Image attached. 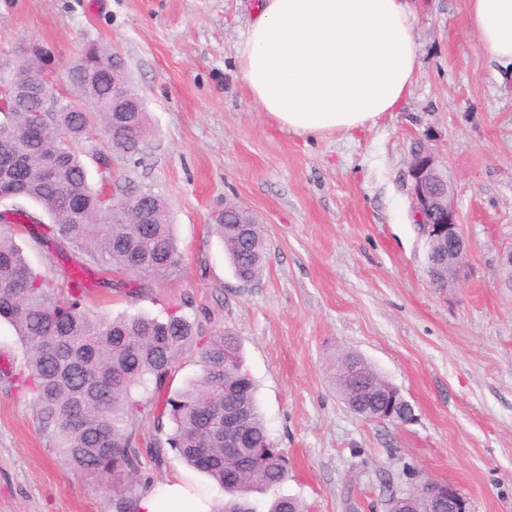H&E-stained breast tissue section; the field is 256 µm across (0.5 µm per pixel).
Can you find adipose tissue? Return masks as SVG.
Segmentation results:
<instances>
[{
    "label": "adipose tissue",
    "instance_id": "1",
    "mask_svg": "<svg viewBox=\"0 0 512 512\" xmlns=\"http://www.w3.org/2000/svg\"><path fill=\"white\" fill-rule=\"evenodd\" d=\"M480 52L512 65V0H466ZM413 0H262L236 56L259 111L300 135L373 125L398 111L417 72ZM187 478L167 479L141 512H210Z\"/></svg>",
    "mask_w": 512,
    "mask_h": 512
}]
</instances>
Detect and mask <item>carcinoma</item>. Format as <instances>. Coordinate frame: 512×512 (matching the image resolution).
Returning a JSON list of instances; mask_svg holds the SVG:
<instances>
[{"label": "carcinoma", "mask_w": 512, "mask_h": 512, "mask_svg": "<svg viewBox=\"0 0 512 512\" xmlns=\"http://www.w3.org/2000/svg\"><path fill=\"white\" fill-rule=\"evenodd\" d=\"M52 61L38 43L21 47L7 93L0 97V195L23 197L51 218L42 239L71 261L66 279L35 271L0 230V322L9 324L24 348L18 388L34 396L40 427L76 473H95L112 488L113 512H140L132 487H153L143 478L142 457L161 463L167 451L208 476L224 493L218 512H257L252 493L265 494L288 479V458L275 448L256 397V384L244 368L241 342L218 330L205 336L180 308L159 319L136 314L118 319L91 318L84 310L88 271L84 260L158 278L180 264L172 225L156 195L145 207L149 223H138L139 204L123 198L107 205L87 181L75 145L91 134L89 113L63 103L33 126L39 105L34 88L46 73L35 57ZM121 63L96 44L72 63L73 91L89 102L112 129V107L131 110V123L108 140L118 154L138 152L144 112L130 84L112 82ZM234 274L250 281L263 267L261 226L241 212L215 218ZM196 349L200 375L184 390L161 399H142L134 391L147 383L161 388L176 360ZM330 378L344 402H366L378 417L390 413L387 395L395 388L361 356L333 358ZM244 413L243 450L224 443V413ZM154 415L156 428L168 418L173 427L165 443L140 448L136 421ZM268 512H303L294 498L276 497Z\"/></svg>", "instance_id": "cac0c4a2"}]
</instances>
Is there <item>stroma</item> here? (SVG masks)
Listing matches in <instances>:
<instances>
[{
	"mask_svg": "<svg viewBox=\"0 0 512 512\" xmlns=\"http://www.w3.org/2000/svg\"><path fill=\"white\" fill-rule=\"evenodd\" d=\"M259 0H0V77L20 47L51 48L55 97L76 102L67 70L95 43L119 54L145 107L140 154L115 157L100 126L78 146L94 189H148L182 253L139 299L128 271L90 273L87 311L164 316L183 305L204 331L229 330L275 447L290 462L281 495L310 512H387L423 480L456 487L470 512H512V75L478 49L465 0H416L420 61L400 111L375 125L298 135L259 112L236 47ZM427 145L454 194L469 247L454 288L433 287L407 175ZM233 203L262 226L265 262L234 274L211 229ZM360 354L414 410L408 422L351 412L326 367ZM23 357L0 324V512H112V492L74 474L11 376ZM152 483L202 474L167 454Z\"/></svg>",
	"mask_w": 512,
	"mask_h": 512,
	"instance_id": "1",
	"label": "stroma"
}]
</instances>
